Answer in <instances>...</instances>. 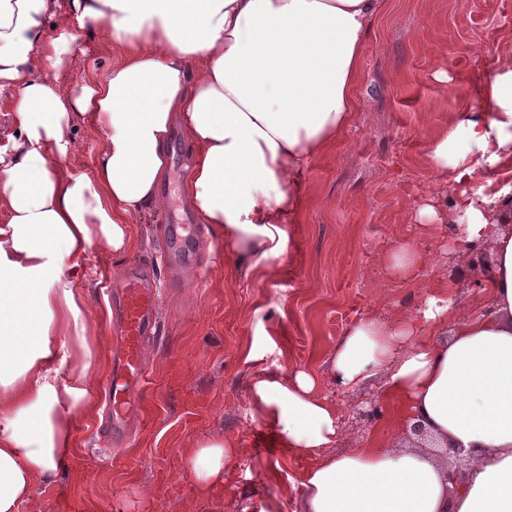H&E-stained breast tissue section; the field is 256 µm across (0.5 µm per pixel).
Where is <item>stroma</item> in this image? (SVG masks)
<instances>
[{
    "mask_svg": "<svg viewBox=\"0 0 512 512\" xmlns=\"http://www.w3.org/2000/svg\"><path fill=\"white\" fill-rule=\"evenodd\" d=\"M386 4L366 41L351 121L307 169L305 208L286 225L282 251L249 266L198 221L184 230L194 264L172 261L168 234L188 207L191 159L185 134L174 130L178 156L169 159L164 180L170 196L134 217L133 250L115 255L99 243L90 250L82 286L102 350L88 405L72 415L77 446L68 469L39 484L25 512H297L300 481L313 460L283 454L254 388L286 383L298 369L325 375L351 324L367 317L401 322L435 291L449 256L464 247L447 225L419 221L428 197L448 193L424 154L459 98L473 97L499 58L512 53V0ZM69 26L57 69L67 97L101 80L121 54L90 22L73 16ZM440 58L448 66L445 82L435 77ZM70 133L76 149L66 168L91 172L100 133L79 117ZM400 239L426 259L404 281L383 263ZM135 260L151 273L157 327L144 341L142 424L116 446L108 439L105 402L119 344L109 287ZM217 435L233 440L236 453L226 463L223 488L203 499L183 458ZM374 439L396 446L387 413L360 429L344 426L338 447L361 448Z\"/></svg>",
    "mask_w": 512,
    "mask_h": 512,
    "instance_id": "obj_1",
    "label": "stroma"
}]
</instances>
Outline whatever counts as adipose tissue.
I'll return each mask as SVG.
<instances>
[{"label":"adipose tissue","instance_id":"adipose-tissue-1","mask_svg":"<svg viewBox=\"0 0 512 512\" xmlns=\"http://www.w3.org/2000/svg\"><path fill=\"white\" fill-rule=\"evenodd\" d=\"M123 54L79 97L53 70L69 38L56 0H0V91L13 93L15 132L0 146V512H22L34 487L71 458L70 414L85 408L99 339L78 284L88 252L133 247L132 221L158 206L168 146L182 127L192 149L185 194L240 260L283 248L303 206V173L349 122L366 37L385 0H71ZM56 38H49L48 27ZM477 111L430 141L427 161L450 173L431 224L470 220L461 238L489 248L488 301L470 315L426 297L411 319L371 318L344 334L327 377L296 371L259 383L258 408L284 452L316 456L301 480V512H512V57L478 89ZM102 134L91 173L64 162L74 116ZM399 428L422 421L437 447L377 445L335 452L342 414L321 385L352 391L378 375ZM234 453L211 438L184 459L200 497L224 483ZM474 460L463 481L457 455Z\"/></svg>","mask_w":512,"mask_h":512}]
</instances>
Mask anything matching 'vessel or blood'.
I'll return each instance as SVG.
<instances>
[{
    "instance_id": "vessel-or-blood-1",
    "label": "vessel or blood",
    "mask_w": 512,
    "mask_h": 512,
    "mask_svg": "<svg viewBox=\"0 0 512 512\" xmlns=\"http://www.w3.org/2000/svg\"><path fill=\"white\" fill-rule=\"evenodd\" d=\"M120 312L123 357L108 384L112 405V433L122 437L131 425L132 409L145 376L142 343L153 332L156 294L148 277L129 272L114 293Z\"/></svg>"
}]
</instances>
